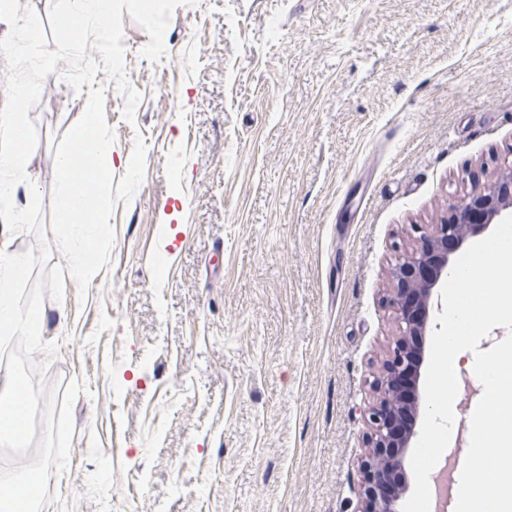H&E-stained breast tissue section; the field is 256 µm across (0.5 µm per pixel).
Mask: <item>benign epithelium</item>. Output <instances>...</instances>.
Returning a JSON list of instances; mask_svg holds the SVG:
<instances>
[{
  "instance_id": "benign-epithelium-1",
  "label": "benign epithelium",
  "mask_w": 512,
  "mask_h": 512,
  "mask_svg": "<svg viewBox=\"0 0 512 512\" xmlns=\"http://www.w3.org/2000/svg\"><path fill=\"white\" fill-rule=\"evenodd\" d=\"M510 208L512 195L495 185L474 188L466 199L451 207L450 218L421 232L416 245L393 271V286L386 301L396 314L400 336L374 382L377 397L368 408L364 488L356 512H402L404 482L391 493L387 487L395 475L404 474V461L416 435L411 425L401 432L396 427L402 376L410 371L414 382H420L425 358V344L415 348L413 342L427 336L435 294L448 278L455 251L495 220L503 219Z\"/></svg>"
}]
</instances>
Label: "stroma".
Masks as SVG:
<instances>
[{
    "mask_svg": "<svg viewBox=\"0 0 512 512\" xmlns=\"http://www.w3.org/2000/svg\"><path fill=\"white\" fill-rule=\"evenodd\" d=\"M133 121L105 71L117 201L86 288L53 245L56 148L87 93L44 80L34 196L0 241L30 256L20 310L54 312L0 374L40 401L22 453L33 512H356L367 410L394 339L385 297L417 226L512 182V0H186L147 59L122 17ZM461 354L437 471L459 482L483 391Z\"/></svg>",
    "mask_w": 512,
    "mask_h": 512,
    "instance_id": "obj_1",
    "label": "stroma"
}]
</instances>
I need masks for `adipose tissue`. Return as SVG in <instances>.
<instances>
[{
	"label": "adipose tissue",
	"mask_w": 512,
	"mask_h": 512,
	"mask_svg": "<svg viewBox=\"0 0 512 512\" xmlns=\"http://www.w3.org/2000/svg\"><path fill=\"white\" fill-rule=\"evenodd\" d=\"M24 132L21 113H0V213L10 215L17 208L19 192H33L34 183L28 169L26 152L18 148ZM30 266L28 257L8 245L0 243V346L13 336L24 335L39 350L48 349L45 337L47 317L45 313L21 312L15 303L14 286ZM18 378L0 377V446L13 448L18 444L15 429L17 420L33 413L38 402L35 397L20 401L16 397Z\"/></svg>",
	"instance_id": "obj_1"
}]
</instances>
